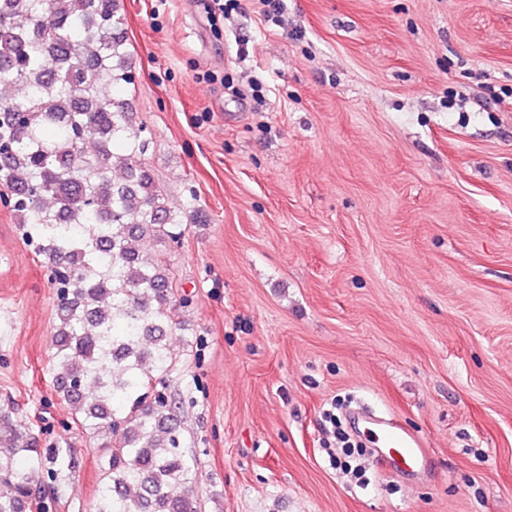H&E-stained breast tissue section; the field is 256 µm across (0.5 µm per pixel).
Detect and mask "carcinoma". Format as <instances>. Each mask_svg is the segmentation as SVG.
Returning <instances> with one entry per match:
<instances>
[{
  "instance_id": "obj_1",
  "label": "carcinoma",
  "mask_w": 512,
  "mask_h": 512,
  "mask_svg": "<svg viewBox=\"0 0 512 512\" xmlns=\"http://www.w3.org/2000/svg\"><path fill=\"white\" fill-rule=\"evenodd\" d=\"M120 0H0V198L56 288V392L104 431L93 512H205L164 376L173 281L141 249L183 216L145 159ZM38 441L0 410V512H47Z\"/></svg>"
}]
</instances>
